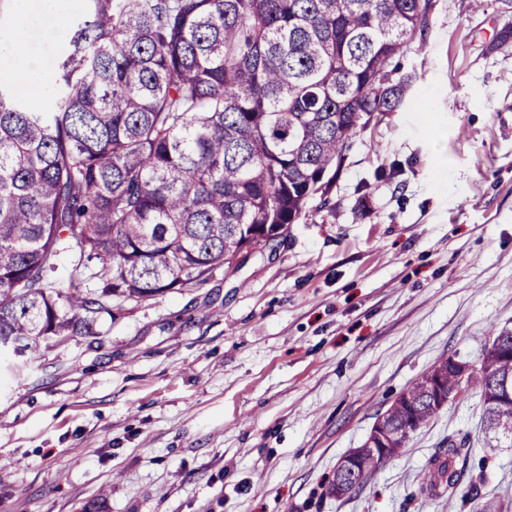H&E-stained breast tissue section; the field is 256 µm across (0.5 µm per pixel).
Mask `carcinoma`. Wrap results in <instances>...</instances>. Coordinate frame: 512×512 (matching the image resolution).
<instances>
[{"mask_svg": "<svg viewBox=\"0 0 512 512\" xmlns=\"http://www.w3.org/2000/svg\"><path fill=\"white\" fill-rule=\"evenodd\" d=\"M432 0H87L64 20L51 112L0 81V344L90 335L105 297L147 299L202 282L246 244L282 237L329 194L352 140L412 84L393 60L424 36ZM76 275L50 278L62 253ZM95 279L101 293L85 287ZM429 372L459 387L444 360ZM512 353L486 349L484 430L512 437ZM421 380L387 412L426 426ZM466 442L421 472L476 497Z\"/></svg>", "mask_w": 512, "mask_h": 512, "instance_id": "1", "label": "carcinoma"}]
</instances>
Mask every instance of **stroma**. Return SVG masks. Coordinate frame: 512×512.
Segmentation results:
<instances>
[{
    "instance_id": "35a3bbf8",
    "label": "stroma",
    "mask_w": 512,
    "mask_h": 512,
    "mask_svg": "<svg viewBox=\"0 0 512 512\" xmlns=\"http://www.w3.org/2000/svg\"><path fill=\"white\" fill-rule=\"evenodd\" d=\"M424 51L397 57L404 105L345 153L334 212L202 283L111 303L93 335L0 367V512H479L512 507V447L477 391L445 406L360 492L325 487L437 360L478 363L512 330V49L500 0H432ZM86 0H57L78 17ZM21 30L55 66L61 30ZM467 439L479 497L422 494Z\"/></svg>"
}]
</instances>
